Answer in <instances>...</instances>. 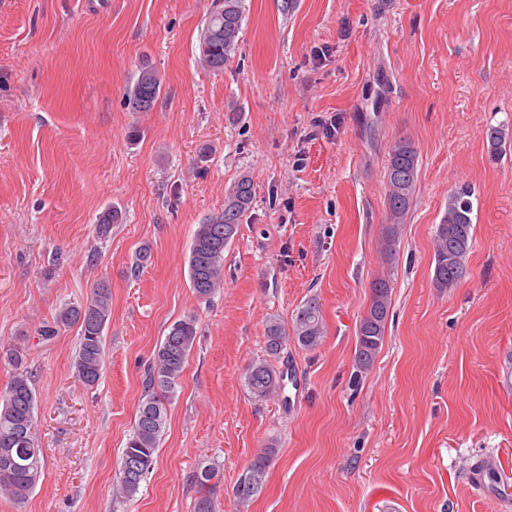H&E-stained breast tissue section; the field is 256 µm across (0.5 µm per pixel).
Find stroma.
<instances>
[{"label":"stroma","mask_w":512,"mask_h":512,"mask_svg":"<svg viewBox=\"0 0 512 512\" xmlns=\"http://www.w3.org/2000/svg\"><path fill=\"white\" fill-rule=\"evenodd\" d=\"M214 0H0V345L28 336L42 476L0 512H193L198 465L220 470L214 512H512V0H243L223 72L198 61ZM162 75L150 112L125 104L141 61ZM419 153L392 255L386 170ZM253 207L224 251V287L193 292L197 224L241 174ZM473 190L468 275L436 288L433 238L456 186ZM109 207L122 215L96 232ZM150 257L136 268V256ZM392 280L373 367L351 385L372 280ZM112 290L105 366L72 367L77 328L38 342L63 304ZM321 303L319 348L289 343L282 394L244 383L267 321ZM197 337L152 472L112 486L145 370L170 324ZM270 452L251 500L234 488ZM496 456L498 473L479 477Z\"/></svg>","instance_id":"obj_1"}]
</instances>
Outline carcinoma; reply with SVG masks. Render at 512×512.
Segmentation results:
<instances>
[{
	"instance_id": "cac0c4a2",
	"label": "carcinoma",
	"mask_w": 512,
	"mask_h": 512,
	"mask_svg": "<svg viewBox=\"0 0 512 512\" xmlns=\"http://www.w3.org/2000/svg\"><path fill=\"white\" fill-rule=\"evenodd\" d=\"M242 0H222L211 12L200 35V62L208 70L219 73L230 62L242 30ZM163 79L147 61L143 62L134 84L129 88L126 104L134 112H150L160 96ZM508 131L497 128L487 135L488 151L499 156ZM419 154L408 139L392 148L387 164V209L383 249L390 253L396 243L399 224L413 200ZM469 186L455 188L448 195V206L434 234L433 281L441 289L453 288L467 276L466 261L473 247V202ZM254 202V185L249 175H241L224 196V208L211 214L193 232L188 259L190 286L200 299H208L224 282V249L233 241L244 216ZM391 280L379 276L371 283L370 303L359 321L354 356L355 376L367 372L383 345L391 305ZM111 288L96 284L86 303L62 305L53 320L36 330L38 340H52L62 327L77 325L80 342L74 359L76 377L85 385L99 381L104 363V329L110 319ZM293 336L284 324L269 320L264 329L268 357L254 361L245 375V385L253 398L264 401L283 387L284 371L272 359L279 357L288 340L306 350H315L323 342L324 327L321 304L315 297L306 300L292 317ZM197 337L196 318L186 316L168 327L164 339L156 347L145 372L144 391L139 401L137 418L127 439L122 458L138 463V470H119L116 497L125 502L140 493L143 481L154 468L155 453L166 428L168 405L175 396L186 362ZM27 338L23 337L8 350V361L14 372L7 390L0 394V449H10L8 457L0 455V493L23 504L36 487L44 465L43 449L33 433L34 412L38 396L31 373L26 366ZM270 458L256 457L237 482L234 494L241 502L256 495L265 483ZM219 478L213 464L197 467L193 482L197 488L194 512H214L212 481Z\"/></svg>"
}]
</instances>
